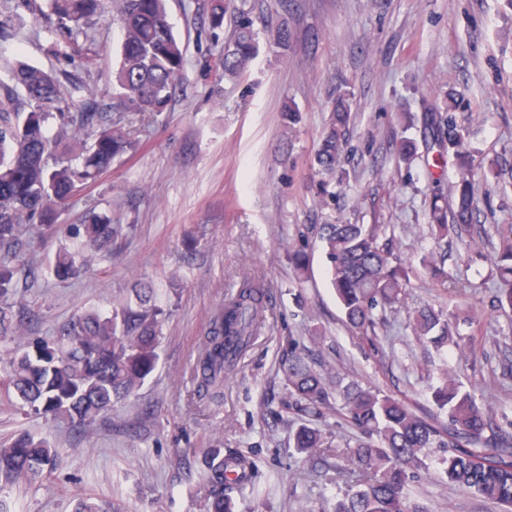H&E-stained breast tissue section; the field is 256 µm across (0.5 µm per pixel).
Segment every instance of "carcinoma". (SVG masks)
I'll return each mask as SVG.
<instances>
[{"label":"carcinoma","mask_w":512,"mask_h":512,"mask_svg":"<svg viewBox=\"0 0 512 512\" xmlns=\"http://www.w3.org/2000/svg\"><path fill=\"white\" fill-rule=\"evenodd\" d=\"M168 0H112L121 27L119 57L112 68L114 107L137 118L165 111L176 81L184 69L186 51L173 31ZM33 12L48 10L64 30L71 52L53 47L55 55H82L95 41L92 21L103 10V0H22ZM225 0H209L210 28L224 24ZM258 53V41L247 13L240 10L231 39L224 43V72H247ZM85 95L78 111H70L71 92L56 74L21 64L11 81H0V342L15 344L6 376L0 381V400L14 399L30 412L52 420L89 426L112 414L120 402L135 395L155 368L163 322L171 315L157 300L148 281L137 283L125 300L106 313L95 309L76 312L50 340H24V316L13 311L15 277L26 265L23 230L62 231L77 240L75 248L56 253L52 270L66 281L89 268L94 257L111 250L124 227L89 207L82 223H56L60 208L107 171L112 162L137 145L132 122L109 119L88 88L73 86ZM424 112V142L438 147L448 159L452 177L447 191L435 193L444 204H433L430 235L434 250L422 257L430 276L445 286L452 281L441 264L448 235L472 227L476 202L472 185L477 172L463 151L465 132L452 110ZM352 120L349 92L338 90L314 156L317 172L332 175L348 144ZM320 242L329 262L331 283L345 323L358 335L373 339L377 308L403 303L412 268L395 252L394 238L385 224L338 222L320 227ZM491 246L500 288L497 306L512 309V237L499 245L481 235L470 236L468 249ZM268 293L263 281L243 272L237 290L212 313L203 352L194 370L197 393L217 399L224 378L239 359L264 320ZM459 313L423 308L411 320L412 331L423 343L440 346L452 336ZM287 390L285 411L310 421L341 414L359 430L354 455L360 472L333 512H419L407 502L410 468L420 465L427 448H443V473L448 482L512 509V454L488 457L476 448L490 441L492 413L477 402L448 369H443L432 398L444 419L428 420L404 401L357 380L344 382L288 339L282 363ZM292 447L321 456L332 442L318 428L300 425L291 431ZM56 449L47 441L21 434L0 445V492L19 484L41 481L52 469ZM209 512H231L224 485L250 479V461L235 453L211 448L204 457ZM74 512H112L108 503L79 497Z\"/></svg>","instance_id":"obj_1"}]
</instances>
